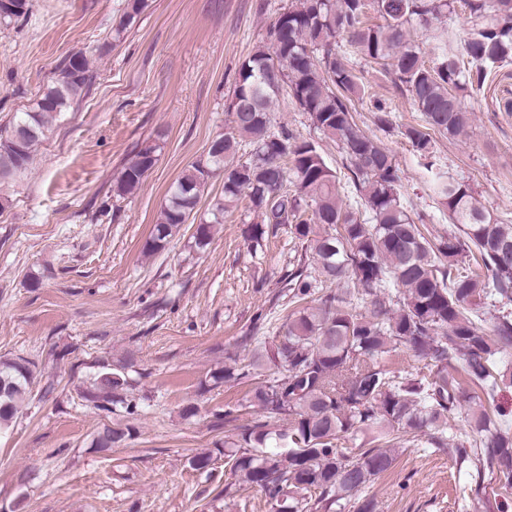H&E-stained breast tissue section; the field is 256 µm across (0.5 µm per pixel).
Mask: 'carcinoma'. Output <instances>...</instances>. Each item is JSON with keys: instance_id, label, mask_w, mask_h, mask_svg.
<instances>
[{"instance_id": "carcinoma-1", "label": "carcinoma", "mask_w": 512, "mask_h": 512, "mask_svg": "<svg viewBox=\"0 0 512 512\" xmlns=\"http://www.w3.org/2000/svg\"><path fill=\"white\" fill-rule=\"evenodd\" d=\"M457 2L472 23L458 53L448 48L453 31L434 26ZM11 4L0 11V23L28 13V0ZM148 7L149 0H125L116 34L132 29ZM419 31L432 42L428 59L415 45ZM76 58L0 132V178L28 171L50 121L84 96L89 60ZM511 63L512 0H296L241 64L233 90L241 109L227 108L224 133L211 141L206 160L169 187L144 252L165 249L210 174L220 171L224 195L196 225V249L210 245L213 225L245 199L257 218L248 229L253 242L262 241L265 227L287 224L308 258L288 271L285 288L296 309L271 345L259 343L248 362L235 360L213 375L227 384L274 367L247 398L261 420L218 449L235 481L261 491L273 512L314 506L376 512L366 489L393 467L394 449L423 443L448 451L458 466H472L478 489H486L488 474L493 496L512 497V431L500 427L496 405L502 388L512 385V224L498 221L468 184L432 161L434 134L467 132L462 92L481 89L489 73ZM362 64L381 66L422 114L423 123L399 133L432 170V190L448 216V234L435 243L420 228L426 215L404 202L391 151L355 121L352 102L365 93ZM282 90L336 140L363 211L344 203L316 142L286 126L270 129L269 112ZM246 146L250 157L241 161ZM159 151L157 143L135 151L115 179L117 195L140 187ZM467 255L477 269L461 266ZM400 347L424 365L389 369L384 359ZM456 359L454 377L448 365ZM133 367L131 357L98 366L86 400L102 411L119 405L137 414L138 403L127 398ZM34 368L32 361L0 359V430L31 396ZM463 402L474 406L470 431L450 436L448 414ZM284 420L288 427L278 428ZM133 435L128 425H106L92 447L109 451ZM360 435L371 446L344 447Z\"/></svg>"}]
</instances>
